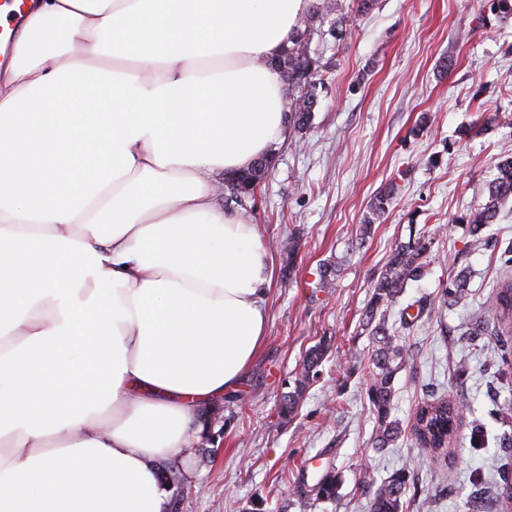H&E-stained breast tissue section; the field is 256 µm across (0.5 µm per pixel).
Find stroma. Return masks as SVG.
<instances>
[{
    "label": "stroma",
    "mask_w": 512,
    "mask_h": 512,
    "mask_svg": "<svg viewBox=\"0 0 512 512\" xmlns=\"http://www.w3.org/2000/svg\"><path fill=\"white\" fill-rule=\"evenodd\" d=\"M337 8L349 20L347 39L310 44L323 79L311 125L277 145L243 210L274 256L266 336L237 388L202 406L209 423L181 464L176 512H369L363 475L380 483L413 460L420 466L403 512H467L471 500L506 512L499 493L512 485V369L500 370L486 337L464 344L460 336L502 274L497 251L474 246L462 219L485 203L498 159L512 155V19L496 18L488 0H376L366 15L354 0ZM447 58L454 66L444 73ZM493 113L505 125L473 134ZM388 185L387 212L352 248L371 199ZM429 230V273L388 313L393 324L404 309L414 319L398 331L405 364L392 416L401 434L379 450L361 313L395 243ZM288 239L291 257L280 249ZM335 265L338 277L323 287V270ZM463 267L472 272L468 303L441 309L442 288ZM319 344L327 351L317 377L282 415ZM434 398L465 406L438 454L412 432L414 408ZM331 470L342 479L339 495L318 499L313 489Z\"/></svg>",
    "instance_id": "1"
}]
</instances>
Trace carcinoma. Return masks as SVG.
Listing matches in <instances>:
<instances>
[{
	"mask_svg": "<svg viewBox=\"0 0 512 512\" xmlns=\"http://www.w3.org/2000/svg\"><path fill=\"white\" fill-rule=\"evenodd\" d=\"M331 6L315 3L305 15L304 28L284 47L274 62L282 82L288 85V127L297 133L305 130L311 121L317 105V66L310 55L309 45L314 36L321 34L325 16ZM272 157L257 161L249 170L224 178V205L245 206L252 198L257 185L268 174ZM496 174L488 183V196L481 207L470 212L465 219L469 232L478 244L489 245L485 229L498 215L499 207L512 199V157L500 159L495 164ZM392 199V188L379 191L370 203L371 217L361 225L360 235L370 234L373 218L386 213ZM433 236L422 235L407 242H399L391 251L385 269L375 279L369 300L362 314V329L371 337L373 349L370 354L369 381L366 395L377 415L378 429L374 439L375 448L388 447L401 432L399 422L391 417L394 406V381L397 372L404 365L402 348L396 343L395 329L389 325L387 311L395 305L405 288L411 282L422 280L428 273V253ZM498 246V243L491 244ZM500 261L503 275L493 285L490 301L483 315L472 319L465 326L460 340L469 342L474 336H490L495 344L505 347V337L512 335V243L501 252ZM471 272L460 269L448 278L444 303L451 306L466 301ZM324 355V346H314L306 355L300 373L295 380L293 391L288 393L282 412L291 413L298 403L310 380L317 375V367ZM461 417V406L451 400H426L419 403L413 413V431L422 447L442 449L447 447L455 433ZM415 465L392 475L387 481L376 484L366 475L361 485L369 495L370 512H402L403 496L409 484L410 471ZM341 475L333 471L325 473L313 488L319 499L334 500L338 496Z\"/></svg>",
	"mask_w": 512,
	"mask_h": 512,
	"instance_id": "carcinoma-1",
	"label": "carcinoma"
}]
</instances>
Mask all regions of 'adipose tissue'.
<instances>
[{"mask_svg": "<svg viewBox=\"0 0 512 512\" xmlns=\"http://www.w3.org/2000/svg\"><path fill=\"white\" fill-rule=\"evenodd\" d=\"M312 0H28L0 65V512H167L261 348L273 258L224 175L282 142Z\"/></svg>", "mask_w": 512, "mask_h": 512, "instance_id": "1", "label": "adipose tissue"}]
</instances>
